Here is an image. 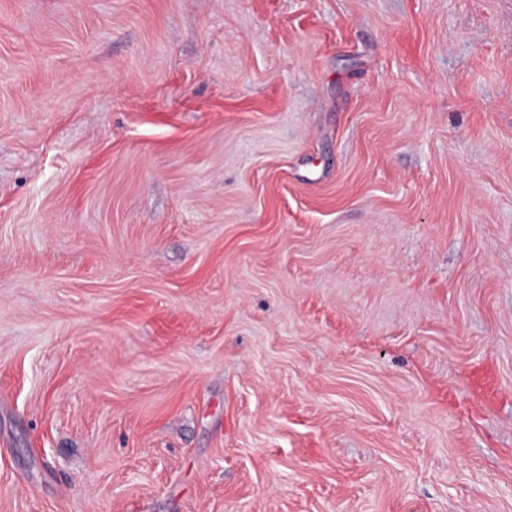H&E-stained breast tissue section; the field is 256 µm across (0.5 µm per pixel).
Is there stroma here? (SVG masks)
<instances>
[{
  "label": "stroma",
  "mask_w": 512,
  "mask_h": 512,
  "mask_svg": "<svg viewBox=\"0 0 512 512\" xmlns=\"http://www.w3.org/2000/svg\"><path fill=\"white\" fill-rule=\"evenodd\" d=\"M0 512H512V0H0Z\"/></svg>",
  "instance_id": "1"
}]
</instances>
